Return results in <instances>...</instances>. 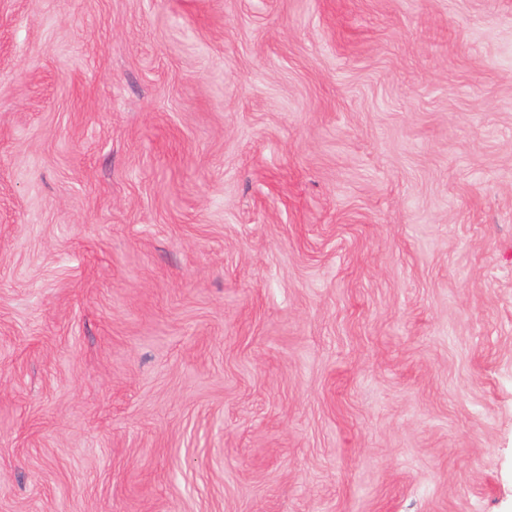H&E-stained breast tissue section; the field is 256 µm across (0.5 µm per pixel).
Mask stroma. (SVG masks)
<instances>
[{
    "label": "stroma",
    "instance_id": "obj_1",
    "mask_svg": "<svg viewBox=\"0 0 512 512\" xmlns=\"http://www.w3.org/2000/svg\"><path fill=\"white\" fill-rule=\"evenodd\" d=\"M0 512H512V0H0Z\"/></svg>",
    "mask_w": 512,
    "mask_h": 512
}]
</instances>
